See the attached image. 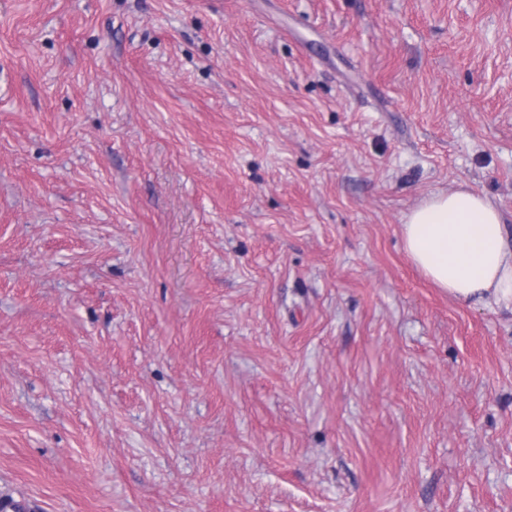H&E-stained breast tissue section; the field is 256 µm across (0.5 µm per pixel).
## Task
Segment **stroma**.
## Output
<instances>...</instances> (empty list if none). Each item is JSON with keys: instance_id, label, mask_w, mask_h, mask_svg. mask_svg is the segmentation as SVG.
Returning <instances> with one entry per match:
<instances>
[{"instance_id": "1", "label": "stroma", "mask_w": 512, "mask_h": 512, "mask_svg": "<svg viewBox=\"0 0 512 512\" xmlns=\"http://www.w3.org/2000/svg\"><path fill=\"white\" fill-rule=\"evenodd\" d=\"M512 229V0H0V495L512 512V311L408 213ZM402 226L414 264L449 296L512 307V244L487 196L470 189L433 194Z\"/></svg>"}]
</instances>
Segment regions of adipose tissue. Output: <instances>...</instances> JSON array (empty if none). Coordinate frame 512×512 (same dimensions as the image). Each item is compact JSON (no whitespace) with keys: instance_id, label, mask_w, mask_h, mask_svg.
Instances as JSON below:
<instances>
[{"instance_id":"obj_1","label":"adipose tissue","mask_w":512,"mask_h":512,"mask_svg":"<svg viewBox=\"0 0 512 512\" xmlns=\"http://www.w3.org/2000/svg\"><path fill=\"white\" fill-rule=\"evenodd\" d=\"M403 239L417 268L449 296L512 307V233L487 196H430L407 215Z\"/></svg>"}]
</instances>
